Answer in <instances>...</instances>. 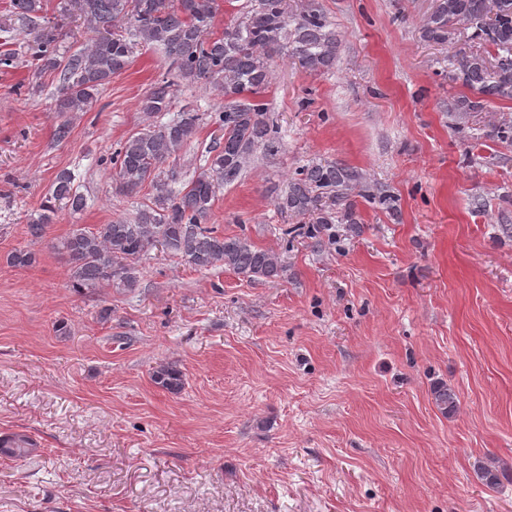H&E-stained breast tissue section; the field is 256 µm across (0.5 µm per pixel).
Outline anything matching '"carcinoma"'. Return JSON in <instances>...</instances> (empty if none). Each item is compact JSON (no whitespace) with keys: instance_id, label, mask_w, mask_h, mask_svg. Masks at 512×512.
<instances>
[{"instance_id":"1","label":"carcinoma","mask_w":512,"mask_h":512,"mask_svg":"<svg viewBox=\"0 0 512 512\" xmlns=\"http://www.w3.org/2000/svg\"><path fill=\"white\" fill-rule=\"evenodd\" d=\"M43 2L10 0V7L29 35L26 48L33 78L48 74L58 81L56 111L65 119L53 130L56 141L71 136L72 122L66 115L90 111L112 77L129 67L139 45L162 48L181 80L209 85L224 95L219 115L223 137L209 147L206 164L181 190L173 187L178 173L165 165L196 135L201 121L197 109L186 107L172 121L149 123L121 144L110 160L115 192L133 197L148 185L152 197L137 206L131 219L77 228L52 245L67 256L73 287L131 290L138 286L141 261L155 247L198 270L223 266L249 281L283 279L287 269L280 253L239 236H224L206 221L224 186L238 178L251 154L282 148L278 126L263 99L275 60L285 56L314 74L336 65L339 38L319 0H306L297 14L287 0H250L220 33L214 31L218 0H75L87 37L67 55L57 49L59 26L39 22ZM459 25L472 29L470 38L483 45V51L455 55L448 80L474 90L480 99L455 100L448 111L474 112L489 101H512V0H435L423 39L445 45ZM172 86L166 77L156 80L141 110L153 117L169 111ZM354 193L372 198L356 170L327 161L300 170L276 206L324 230L331 224L357 223L350 202ZM86 207L74 174L60 170L27 234L41 240L58 211L76 214ZM7 261L14 267L30 266L35 254L16 249ZM153 378L171 391L182 387L180 372L169 367L155 371ZM433 399L445 414L456 410V395L446 384L434 387ZM9 443L6 448L0 440L1 453L15 458L32 453L20 437ZM477 476L494 488L507 473L490 461L479 466Z\"/></svg>"}]
</instances>
